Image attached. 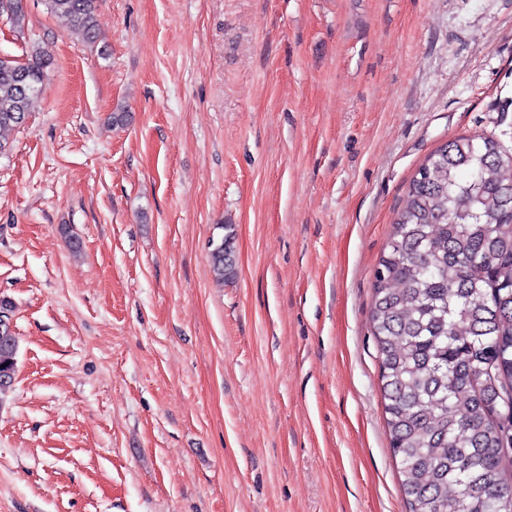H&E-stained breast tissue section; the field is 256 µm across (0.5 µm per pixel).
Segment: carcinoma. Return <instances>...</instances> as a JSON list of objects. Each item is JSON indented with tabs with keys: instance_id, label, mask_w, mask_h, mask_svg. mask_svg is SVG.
I'll return each instance as SVG.
<instances>
[{
	"instance_id": "obj_1",
	"label": "carcinoma",
	"mask_w": 512,
	"mask_h": 512,
	"mask_svg": "<svg viewBox=\"0 0 512 512\" xmlns=\"http://www.w3.org/2000/svg\"><path fill=\"white\" fill-rule=\"evenodd\" d=\"M23 0H0L22 27ZM99 0H48L84 43ZM48 52L0 57V131L25 124ZM211 241L210 269L234 275L233 231ZM0 297V394L18 337ZM371 317L381 392L407 512H512V152L492 136L436 149L410 181L374 274Z\"/></svg>"
}]
</instances>
